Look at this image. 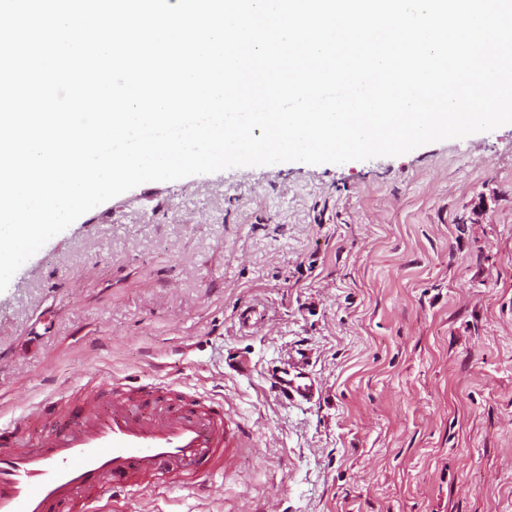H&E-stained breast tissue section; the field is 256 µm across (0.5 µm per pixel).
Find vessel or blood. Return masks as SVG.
I'll return each mask as SVG.
<instances>
[{
    "label": "vessel or blood",
    "instance_id": "vessel-or-blood-1",
    "mask_svg": "<svg viewBox=\"0 0 512 512\" xmlns=\"http://www.w3.org/2000/svg\"><path fill=\"white\" fill-rule=\"evenodd\" d=\"M307 364V354L291 357L279 381L288 400L319 393ZM47 419L51 433L31 443L30 425ZM241 442L221 395L172 378L142 384L98 373L85 390L57 388L0 423V512H112L120 494L135 503L164 491L198 494Z\"/></svg>",
    "mask_w": 512,
    "mask_h": 512
}]
</instances>
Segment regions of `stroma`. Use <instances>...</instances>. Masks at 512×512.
<instances>
[{
	"mask_svg": "<svg viewBox=\"0 0 512 512\" xmlns=\"http://www.w3.org/2000/svg\"><path fill=\"white\" fill-rule=\"evenodd\" d=\"M297 349L308 403L275 390ZM159 363L222 394L245 445L211 495L144 512H512V124L144 183L0 292V422Z\"/></svg>",
	"mask_w": 512,
	"mask_h": 512,
	"instance_id": "1",
	"label": "stroma"
}]
</instances>
